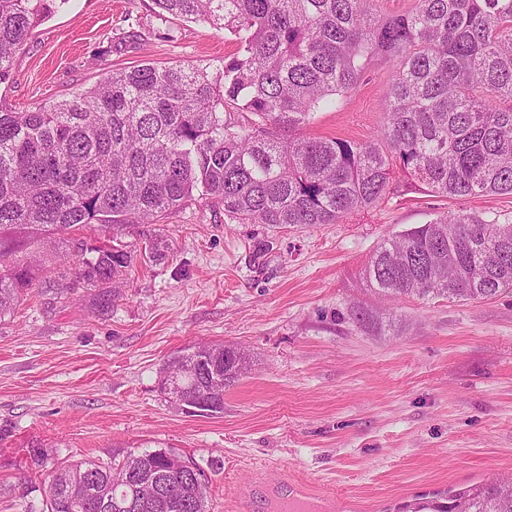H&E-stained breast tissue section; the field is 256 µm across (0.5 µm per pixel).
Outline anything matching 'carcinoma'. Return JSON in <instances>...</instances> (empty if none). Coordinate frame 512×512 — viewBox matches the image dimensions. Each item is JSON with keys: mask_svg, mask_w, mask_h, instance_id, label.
<instances>
[{"mask_svg": "<svg viewBox=\"0 0 512 512\" xmlns=\"http://www.w3.org/2000/svg\"><path fill=\"white\" fill-rule=\"evenodd\" d=\"M70 0H0V81L34 26ZM153 13L226 30L233 55L195 65L115 68L65 99L17 111L0 102V316L38 282L31 253L58 236L80 250L77 278L107 288L139 258L117 237L87 246L97 224H153L195 197L226 224H342L416 180L435 197L512 196V0H151ZM141 35L110 46L121 54ZM392 72L381 135L312 137L376 62ZM365 282L392 302L475 301L512 292V220L459 209L381 242ZM246 370L239 350L207 344L174 359L166 390L183 407ZM163 459L84 460L51 473L48 512H114L145 477L184 481V512H206L208 480ZM407 512H512V478L457 486Z\"/></svg>", "mask_w": 512, "mask_h": 512, "instance_id": "1", "label": "carcinoma"}]
</instances>
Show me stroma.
I'll return each mask as SVG.
<instances>
[{"instance_id": "35a3bbf8", "label": "stroma", "mask_w": 512, "mask_h": 512, "mask_svg": "<svg viewBox=\"0 0 512 512\" xmlns=\"http://www.w3.org/2000/svg\"><path fill=\"white\" fill-rule=\"evenodd\" d=\"M126 31L144 48L111 53ZM233 50L227 31L159 19L151 0H70L33 29L0 101L21 111L118 67ZM388 79L373 67L310 134L379 133ZM460 208L511 219L512 197L412 190L343 224L292 229L228 224L199 199L121 232L133 248L162 241L165 256L134 264L116 290L74 285L78 255L47 264L46 287L0 319V512H42L52 467L133 450L196 461L208 512H248L263 479L307 484L322 512H397L512 473V293L396 304L362 274L383 239ZM62 276L70 287H54ZM205 343L247 356L217 414L182 410L164 385L169 362Z\"/></svg>"}]
</instances>
